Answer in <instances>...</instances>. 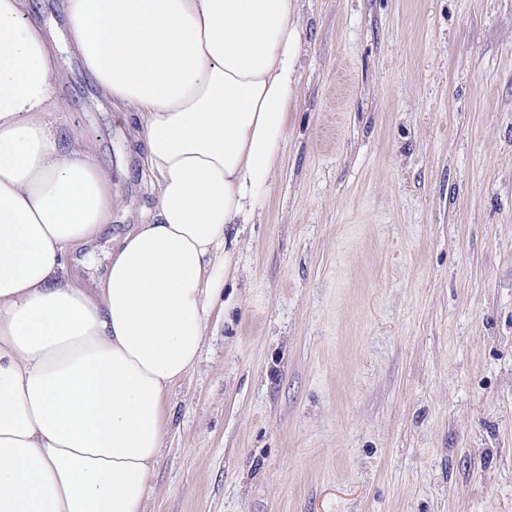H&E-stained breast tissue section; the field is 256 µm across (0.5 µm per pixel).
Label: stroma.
<instances>
[{"instance_id":"obj_1","label":"stroma","mask_w":512,"mask_h":512,"mask_svg":"<svg viewBox=\"0 0 512 512\" xmlns=\"http://www.w3.org/2000/svg\"><path fill=\"white\" fill-rule=\"evenodd\" d=\"M267 209L168 401L146 512H512V0H298ZM56 84L124 200L133 127Z\"/></svg>"}]
</instances>
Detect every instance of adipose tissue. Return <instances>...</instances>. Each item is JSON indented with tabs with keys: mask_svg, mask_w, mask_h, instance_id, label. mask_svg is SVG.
I'll return each mask as SVG.
<instances>
[{
	"mask_svg": "<svg viewBox=\"0 0 512 512\" xmlns=\"http://www.w3.org/2000/svg\"><path fill=\"white\" fill-rule=\"evenodd\" d=\"M71 45L135 117L154 208L104 279L71 271L123 201L59 136V46L0 0V512H146L165 402L265 210L298 93L296 0H65Z\"/></svg>",
	"mask_w": 512,
	"mask_h": 512,
	"instance_id": "1",
	"label": "adipose tissue"
}]
</instances>
